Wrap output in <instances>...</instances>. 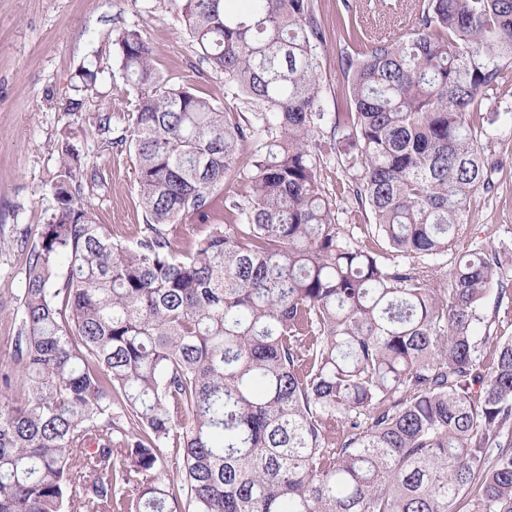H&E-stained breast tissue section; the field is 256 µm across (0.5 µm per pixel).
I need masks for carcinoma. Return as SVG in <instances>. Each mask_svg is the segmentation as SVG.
Returning a JSON list of instances; mask_svg holds the SVG:
<instances>
[{"mask_svg":"<svg viewBox=\"0 0 512 512\" xmlns=\"http://www.w3.org/2000/svg\"><path fill=\"white\" fill-rule=\"evenodd\" d=\"M343 2L345 112L319 105L314 0H185L248 116L120 33L135 118L119 142L146 224L113 240L62 143L39 239L10 241L27 276L0 366V512H512V337L481 309L507 293L508 259L465 241L503 164L485 100L512 64V0H408L398 38ZM77 92L72 111L94 75ZM329 155L342 202L408 263L339 224ZM243 169L248 194L227 193L224 224L178 257L167 226L208 223Z\"/></svg>","mask_w":512,"mask_h":512,"instance_id":"carcinoma-1","label":"carcinoma"}]
</instances>
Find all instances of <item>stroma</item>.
Masks as SVG:
<instances>
[{
  "label": "stroma",
  "mask_w": 512,
  "mask_h": 512,
  "mask_svg": "<svg viewBox=\"0 0 512 512\" xmlns=\"http://www.w3.org/2000/svg\"><path fill=\"white\" fill-rule=\"evenodd\" d=\"M183 0H0V240L17 231L37 238L55 205L49 182L63 138H71L85 156L79 180L97 173L86 189L99 223L116 239L134 244L145 216L138 195L134 160L116 139L128 129L131 88L119 66L116 36L139 30L154 47L155 65L174 82L188 85L230 112H248L236 89L202 59L185 26ZM340 0H315L327 22L320 48L327 112L345 109L346 85L339 72L345 48L336 30ZM95 73L97 93L81 109L69 110L79 73ZM501 114L491 141L503 158L492 197L473 201L468 233L484 243L512 249V97L498 105ZM112 115V136L95 130L98 114ZM224 221V192H213L211 222L183 218L167 230L177 252L186 251L211 224ZM25 258L0 247V364L9 362L17 325L13 311L25 285Z\"/></svg>",
  "instance_id": "obj_1"
}]
</instances>
